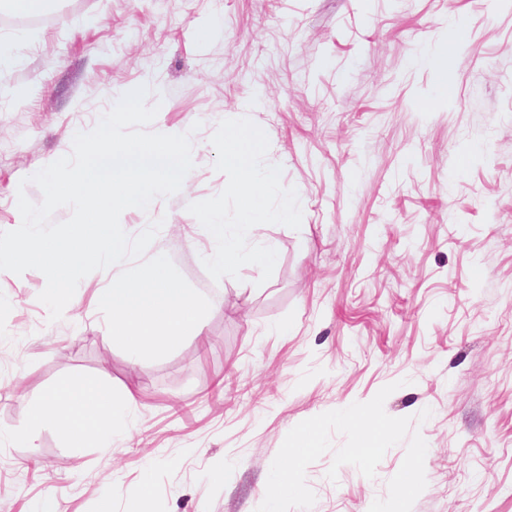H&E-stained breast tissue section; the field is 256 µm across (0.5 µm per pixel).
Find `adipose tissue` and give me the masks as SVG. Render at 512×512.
Masks as SVG:
<instances>
[{
    "label": "adipose tissue",
    "instance_id": "obj_1",
    "mask_svg": "<svg viewBox=\"0 0 512 512\" xmlns=\"http://www.w3.org/2000/svg\"><path fill=\"white\" fill-rule=\"evenodd\" d=\"M110 320L111 339L130 361L179 348L201 336L205 302L183 287L166 259L154 255L145 270L116 274L97 299ZM137 406L134 390L113 393L99 380L67 378L34 407L27 423L9 433V440L32 444L38 430L53 429L71 448L89 441L108 448Z\"/></svg>",
    "mask_w": 512,
    "mask_h": 512
}]
</instances>
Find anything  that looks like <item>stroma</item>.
Instances as JSON below:
<instances>
[{
    "label": "stroma",
    "mask_w": 512,
    "mask_h": 512,
    "mask_svg": "<svg viewBox=\"0 0 512 512\" xmlns=\"http://www.w3.org/2000/svg\"><path fill=\"white\" fill-rule=\"evenodd\" d=\"M46 16L0 25L22 59L0 69V232L21 223L18 191L41 202L31 176L146 88L153 128L190 133L194 164L156 198L147 252L207 306L203 339L133 365L93 303L111 270L56 322L40 271H0V434L66 378L138 397L108 449L49 428L31 449L0 442V512H135L146 477L152 512H256L293 427L393 382L385 412L428 446L412 512H512V0H54ZM454 19L467 37L444 97L413 60ZM241 117L302 220L250 237L277 252L269 279L246 265L216 281L187 207L224 189L211 138ZM406 449L372 479L344 465L329 480L323 454L310 512H368Z\"/></svg>",
    "instance_id": "stroma-1"
}]
</instances>
